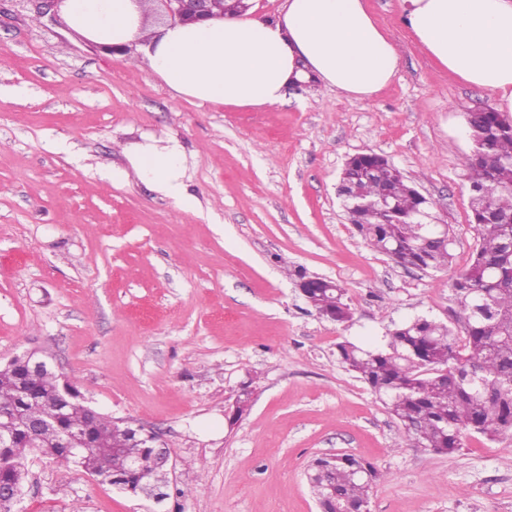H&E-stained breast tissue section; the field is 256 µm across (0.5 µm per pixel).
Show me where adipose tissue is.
Segmentation results:
<instances>
[{
	"label": "adipose tissue",
	"instance_id": "adipose-tissue-1",
	"mask_svg": "<svg viewBox=\"0 0 512 512\" xmlns=\"http://www.w3.org/2000/svg\"><path fill=\"white\" fill-rule=\"evenodd\" d=\"M399 9L425 55L512 112V0H399ZM60 14L95 42L139 44L140 62L175 96L214 105L272 106L311 79L368 99L399 67L394 39L366 0H286L273 19L249 12L154 28L138 0H63ZM132 163L157 192L192 205L178 145L143 146Z\"/></svg>",
	"mask_w": 512,
	"mask_h": 512
}]
</instances>
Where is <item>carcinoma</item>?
Listing matches in <instances>:
<instances>
[{"label":"carcinoma","mask_w":512,"mask_h":512,"mask_svg":"<svg viewBox=\"0 0 512 512\" xmlns=\"http://www.w3.org/2000/svg\"><path fill=\"white\" fill-rule=\"evenodd\" d=\"M470 117L480 140L466 159L478 243L471 263L453 282L463 311L465 343L458 344L448 326L416 317L392 329L379 346L348 340L336 345L339 363L400 422L408 445L441 455L460 451L468 435L494 440L512 433V192L502 188L512 180V128L504 125L499 112H472ZM358 187L362 207L351 211L349 220L371 248L403 267L438 269L448 264L452 245L430 232V225L382 223L377 208L381 197L396 200L405 213L427 209L399 169L386 160ZM487 286L492 292L485 312L491 317L479 318L472 315L474 289ZM309 297L315 309L330 313L338 324L352 317L345 289L337 283L327 286L315 279ZM59 390L60 378L54 372L30 373L17 361L0 365V410L13 416L0 417V435L12 438L11 444H0V483L27 460L28 442L19 419L54 417L56 425L45 438L43 455L61 458L59 442L79 435L84 439L82 460L66 463L138 493L128 461L155 466L156 448L150 442L130 444L126 424L107 413L90 423L79 401L60 404ZM381 477L373 464L346 453L332 467L315 458L305 472L323 512H334L338 503L369 506Z\"/></svg>","instance_id":"obj_1"}]
</instances>
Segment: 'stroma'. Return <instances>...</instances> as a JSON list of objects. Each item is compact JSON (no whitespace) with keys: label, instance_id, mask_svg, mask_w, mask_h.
Masks as SVG:
<instances>
[{"label":"stroma","instance_id":"1","mask_svg":"<svg viewBox=\"0 0 512 512\" xmlns=\"http://www.w3.org/2000/svg\"><path fill=\"white\" fill-rule=\"evenodd\" d=\"M367 4L397 45L391 85L355 99L311 81L232 109L174 97L34 0H0V364L45 352L91 406L159 429L175 462L158 504L35 455L20 512H319L304 472L336 453L382 472L371 512H512V434L452 456L408 447L334 356L417 316L462 334L467 116L497 105L419 50L398 0ZM148 144L179 145L191 208L138 177ZM362 152L430 201L450 264L405 268L357 235L338 186ZM297 267L340 284L351 321L311 312ZM246 382L252 407L229 424Z\"/></svg>","mask_w":512,"mask_h":512}]
</instances>
